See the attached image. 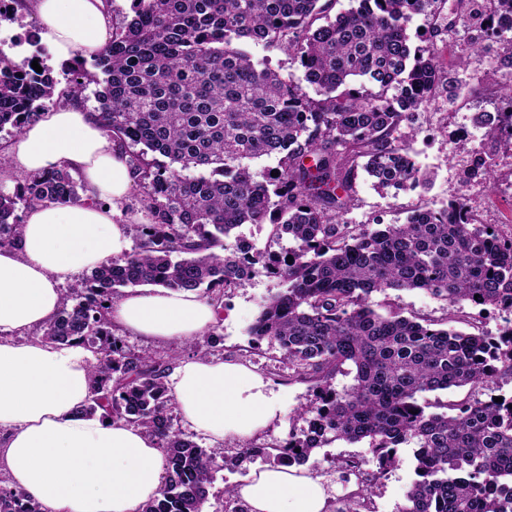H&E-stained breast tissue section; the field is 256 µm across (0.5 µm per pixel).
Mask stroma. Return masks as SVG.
Returning <instances> with one entry per match:
<instances>
[{
	"instance_id": "1",
	"label": "stroma",
	"mask_w": 512,
	"mask_h": 512,
	"mask_svg": "<svg viewBox=\"0 0 512 512\" xmlns=\"http://www.w3.org/2000/svg\"><path fill=\"white\" fill-rule=\"evenodd\" d=\"M36 29L32 6L23 5L21 0H11L5 17L0 18V32H10L19 40V47L10 53L16 64H23L31 56L33 48L26 38ZM455 74L466 84L459 100L451 104L445 98H438L401 127L417 164L432 173V187L396 195L385 194L373 187L364 171H357L353 206L347 215L349 223L400 224L416 209H438L450 199L466 193L483 198L484 207L480 213L483 223L493 225L501 235H512V160L502 157L499 145L488 140L473 122L475 112L493 110V96L501 75L474 66L456 69ZM490 155L500 159L493 189H485L476 183L463 185L462 163ZM280 288V280L258 275L242 287L228 290L224 295L223 317L215 331L217 341L210 352L211 358L217 360L247 364L279 392L280 413L260 432L258 439L262 442L286 437L294 412L309 403L312 397L310 384L290 376L277 345L266 341L252 344L248 334L260 302ZM373 300L381 304H397L405 311L422 317L441 319L446 314L444 302L420 290L385 295L377 293ZM415 467L413 449H399L397 464L379 480L375 489L373 504L376 512H397L416 478Z\"/></svg>"
}]
</instances>
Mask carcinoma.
Segmentation results:
<instances>
[{
	"instance_id": "1",
	"label": "carcinoma",
	"mask_w": 512,
	"mask_h": 512,
	"mask_svg": "<svg viewBox=\"0 0 512 512\" xmlns=\"http://www.w3.org/2000/svg\"><path fill=\"white\" fill-rule=\"evenodd\" d=\"M337 2L130 0L94 70L79 56L69 69L61 97L97 86L96 116L128 156L143 216L129 224V252L63 294L42 339L91 349L86 412L140 426L163 449L164 484L141 512H202L219 471L258 460L303 465L338 441L367 442L377 470L341 461L339 480L356 478L358 490L330 502L334 512H374L373 488L400 448L415 449L418 479L398 512H512V395H485L512 377V318L496 335L452 325L465 303L512 315V236L469 212L463 194L402 224L345 220L359 167L381 192L429 182L399 129L439 92L459 97L461 81L442 80L434 48L459 19L478 31L469 60L510 69L498 106L474 124L512 151V0H354L332 16ZM418 14L436 20L423 45L408 32ZM247 43L291 55L314 95ZM55 86L48 68L0 52V131L21 133ZM264 156L276 167L253 172ZM496 167L492 156L473 160L463 184L494 183ZM83 191L66 168L17 180L14 194L0 193V248L20 236L18 204L66 205ZM243 224H270L288 246L260 265L245 239L230 237ZM258 274L286 288L259 305L252 342L276 344L292 376L314 383L315 401L296 414L306 426L229 455L172 423L165 378L178 352L131 349L106 304L149 284L196 291L219 310L226 290ZM388 290H423L445 302L447 317L407 316L397 305L380 314L372 295ZM347 365L354 383L338 391L332 380ZM451 387L469 388L468 397L440 412L420 401ZM0 512L43 510L0 478Z\"/></svg>"
}]
</instances>
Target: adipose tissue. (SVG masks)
<instances>
[{
  "label": "adipose tissue",
  "instance_id": "ef3b65f1",
  "mask_svg": "<svg viewBox=\"0 0 512 512\" xmlns=\"http://www.w3.org/2000/svg\"><path fill=\"white\" fill-rule=\"evenodd\" d=\"M41 39L58 61L101 52L104 0H35ZM28 174L66 167L82 179L79 201L28 210L21 238L0 249V470L43 512H139L158 495L164 454L141 427L84 411L93 353L15 334L48 324L62 285L128 251L116 222L134 184L127 158L80 101L45 110L6 148ZM115 326L156 341L203 335L215 307L191 291L140 288L116 300ZM184 428L213 443L256 437L280 412V395L241 362L179 360L166 379ZM246 512H328L330 488L306 466H266L235 489Z\"/></svg>",
  "mask_w": 512,
  "mask_h": 512
}]
</instances>
